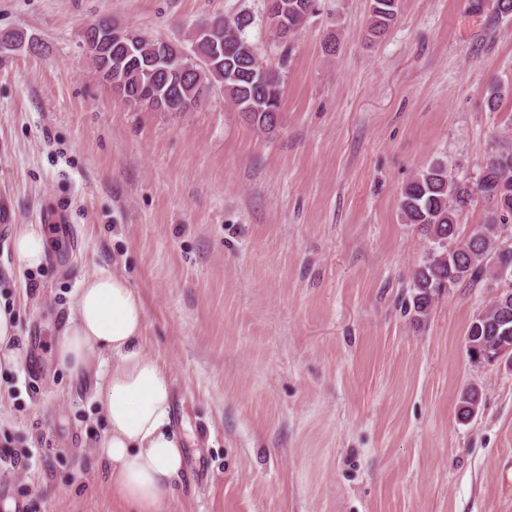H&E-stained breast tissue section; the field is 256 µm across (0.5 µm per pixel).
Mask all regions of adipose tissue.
Instances as JSON below:
<instances>
[{"label":"adipose tissue","instance_id":"1","mask_svg":"<svg viewBox=\"0 0 512 512\" xmlns=\"http://www.w3.org/2000/svg\"><path fill=\"white\" fill-rule=\"evenodd\" d=\"M12 243L26 266L43 263L47 242L41 227L15 225ZM145 323L144 301L122 274L86 277L57 341L56 358L78 373L92 352L111 354L102 394L108 430L98 453L109 467L113 499L133 512H161L184 455L171 428L169 372L142 348Z\"/></svg>","mask_w":512,"mask_h":512}]
</instances>
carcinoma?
I'll return each instance as SVG.
<instances>
[{"mask_svg": "<svg viewBox=\"0 0 512 512\" xmlns=\"http://www.w3.org/2000/svg\"><path fill=\"white\" fill-rule=\"evenodd\" d=\"M399 0H371L369 34L380 37L395 22ZM282 11L268 23L286 24L288 36L278 38L288 46L291 37L302 29L313 13L316 0H280ZM202 25L224 40V55L211 60L181 83L175 92L180 111L191 112L205 101L197 97L198 87L224 89V98L244 116L253 128L274 133L279 128L283 99L279 74L258 63L257 47L249 41L246 29L251 18L245 14L216 16ZM152 43L146 42L132 60L120 66L103 68V60L86 48L95 69L108 83H116L137 92L155 83L150 63ZM482 198L487 218L469 235L460 233V217L474 197ZM399 210L402 221L417 224L431 247L413 275V308L417 316L429 315L435 295L460 285L489 289L500 287L497 269L512 265V249L503 250L512 239V135L499 136L495 149L486 158L476 181L471 182L448 170V164L435 161L419 170L401 189ZM466 340L489 349L499 342L512 344V300L494 295L486 308L471 321ZM481 399L477 390L468 388L460 396L458 415L471 418V408Z\"/></svg>", "mask_w": 512, "mask_h": 512, "instance_id": "carcinoma-1", "label": "carcinoma"}]
</instances>
